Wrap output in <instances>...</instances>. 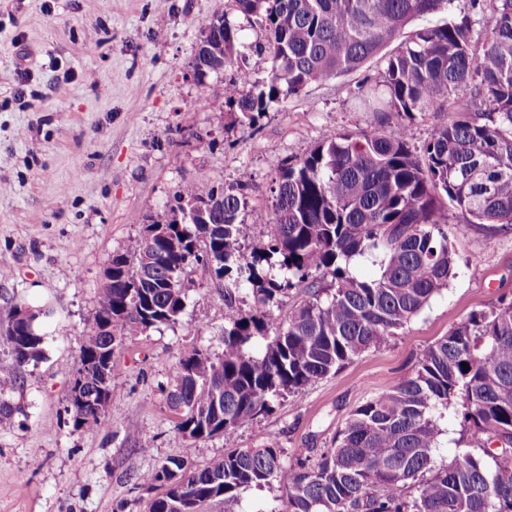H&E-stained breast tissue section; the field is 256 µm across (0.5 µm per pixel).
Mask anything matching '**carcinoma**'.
I'll return each mask as SVG.
<instances>
[{
    "label": "carcinoma",
    "instance_id": "cac0c4a2",
    "mask_svg": "<svg viewBox=\"0 0 512 512\" xmlns=\"http://www.w3.org/2000/svg\"><path fill=\"white\" fill-rule=\"evenodd\" d=\"M486 1L488 29L476 43L465 21L403 35L410 22L448 12L455 0H235L263 31L258 48L272 65L257 92L252 74L238 69L224 87L227 104L251 120L379 56L382 80L361 92L363 111L379 119L355 137L330 135L285 165L269 212L247 210L233 190L204 195L185 184V206L212 203L208 223H168L183 243L179 252L145 236L134 254L112 255V284L100 289L85 326L77 375L115 341L177 323L186 267L214 259L218 278L234 276L224 289L222 352L184 348L165 381L175 427L191 440L224 436L390 343L456 275L448 208L466 224H512V0H470L475 8ZM241 31L224 14L206 24L193 63L200 96L203 78L238 59ZM425 112L456 118L433 131L418 157L403 120ZM246 214L263 226L261 246L249 253L240 245ZM359 258L378 262V277L359 278L352 269ZM328 275L329 286H317ZM297 283L307 299L280 321L273 308ZM244 290L247 310L238 305ZM40 314L12 315L0 337L20 366L44 355ZM258 337L268 342L255 355ZM102 393L112 396V379L104 385L93 376L82 386L90 400ZM457 397L465 450L439 464L435 412ZM68 411L77 425L101 417L90 404L71 401ZM139 481L164 489L144 512H199L275 481L286 492L285 512H512V296L451 328L410 376L358 406L313 460L268 443L228 451L203 468L170 457Z\"/></svg>",
    "mask_w": 512,
    "mask_h": 512
}]
</instances>
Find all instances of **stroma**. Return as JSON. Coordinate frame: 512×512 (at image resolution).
<instances>
[{
	"instance_id": "stroma-1",
	"label": "stroma",
	"mask_w": 512,
	"mask_h": 512,
	"mask_svg": "<svg viewBox=\"0 0 512 512\" xmlns=\"http://www.w3.org/2000/svg\"><path fill=\"white\" fill-rule=\"evenodd\" d=\"M217 13L241 19L233 0H0V335L15 302L48 311L41 361L17 365L0 346V394L16 410L0 428V512H135L137 474L171 456L201 468L270 442L317 454L357 406L411 375L425 348L512 294V229L449 218L457 274L391 344L227 437L195 442L160 389L185 345L222 349L224 282L194 264L178 322L115 348L111 414L75 425L69 389L113 254L137 252L144 226L169 221L188 182L233 189L246 170L248 207L271 208L285 163L376 120L357 101L382 76L377 58L251 121L224 100L231 71L208 74L199 99L194 56ZM283 495L246 489L207 512H281Z\"/></svg>"
}]
</instances>
